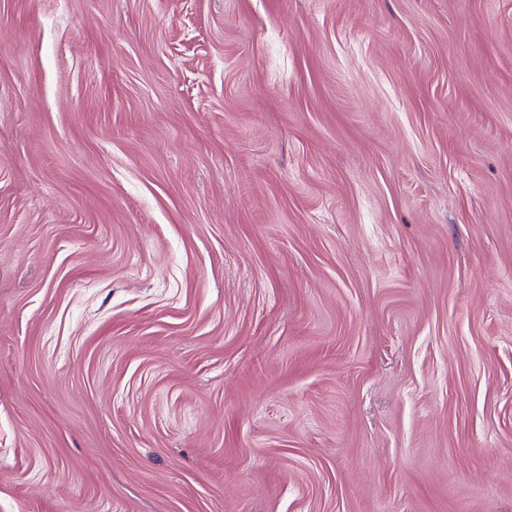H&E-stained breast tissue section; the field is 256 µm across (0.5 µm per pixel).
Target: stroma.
Segmentation results:
<instances>
[{
	"mask_svg": "<svg viewBox=\"0 0 512 512\" xmlns=\"http://www.w3.org/2000/svg\"><path fill=\"white\" fill-rule=\"evenodd\" d=\"M0 512H512V0H0Z\"/></svg>",
	"mask_w": 512,
	"mask_h": 512,
	"instance_id": "1",
	"label": "stroma"
}]
</instances>
